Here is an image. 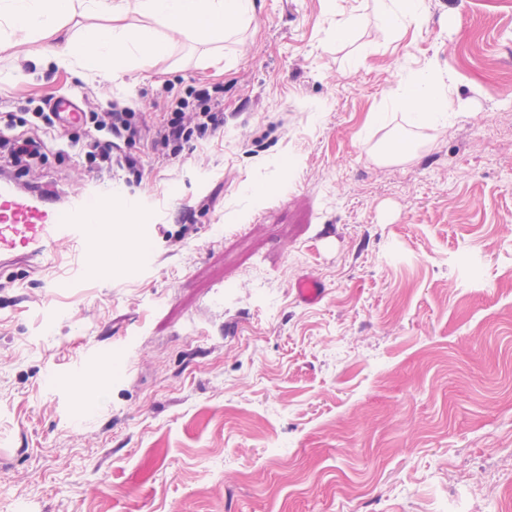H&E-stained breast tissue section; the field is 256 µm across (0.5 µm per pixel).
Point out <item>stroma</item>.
Wrapping results in <instances>:
<instances>
[{"instance_id": "obj_1", "label": "stroma", "mask_w": 512, "mask_h": 512, "mask_svg": "<svg viewBox=\"0 0 512 512\" xmlns=\"http://www.w3.org/2000/svg\"><path fill=\"white\" fill-rule=\"evenodd\" d=\"M253 4L220 71L163 27L167 53L116 76L0 51L18 109L224 97L223 131L133 185L157 224L113 236L110 271L49 287L70 243L0 271V512H512V0H425L402 35L373 0ZM425 67L456 118L376 163L407 124L369 114ZM86 179L70 157L39 182ZM304 274L320 302L296 301ZM88 342L122 361L82 369L105 392L82 407L52 376Z\"/></svg>"}]
</instances>
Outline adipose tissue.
I'll list each match as a JSON object with an SVG mask.
<instances>
[{"label":"adipose tissue","mask_w":512,"mask_h":512,"mask_svg":"<svg viewBox=\"0 0 512 512\" xmlns=\"http://www.w3.org/2000/svg\"><path fill=\"white\" fill-rule=\"evenodd\" d=\"M374 2L384 30L403 34L423 22L424 0ZM252 11V0H0V47L27 45L29 56L60 69L76 71L102 61L117 72L146 66L167 52L158 28L219 42L236 35ZM131 14L144 18V26L131 30L125 23ZM78 15H94L104 23L64 35L66 24ZM385 109L403 112L412 126L435 129L447 127L453 106L444 76L425 69L405 75Z\"/></svg>","instance_id":"ef3b65f1"}]
</instances>
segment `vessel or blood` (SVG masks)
I'll list each match as a JSON object with an SVG mask.
<instances>
[{
    "mask_svg": "<svg viewBox=\"0 0 512 512\" xmlns=\"http://www.w3.org/2000/svg\"><path fill=\"white\" fill-rule=\"evenodd\" d=\"M137 215L146 203L124 195L118 187L98 182L66 200H50L47 193L4 180L0 182V269L29 264L52 254L58 244L80 247L82 255L73 268L84 275L89 261L104 257V246L112 236L115 202ZM294 292L304 304L319 302L324 285L314 277L296 280Z\"/></svg>",
    "mask_w": 512,
    "mask_h": 512,
    "instance_id": "1",
    "label": "vessel or blood"
}]
</instances>
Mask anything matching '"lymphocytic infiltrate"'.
I'll return each instance as SVG.
<instances>
[{
	"label": "lymphocytic infiltrate",
	"mask_w": 512,
	"mask_h": 512,
	"mask_svg": "<svg viewBox=\"0 0 512 512\" xmlns=\"http://www.w3.org/2000/svg\"><path fill=\"white\" fill-rule=\"evenodd\" d=\"M50 99L32 110L8 113L0 124V162L30 171L50 156L76 152L86 169L98 175L121 174L126 183H141L145 162L133 148L146 142L156 163L178 158L186 147L198 146L224 126V107L217 92L189 88L175 97L169 112L156 120L133 107L111 100L83 109L79 136L64 138L57 128Z\"/></svg>",
	"instance_id": "lymphocytic-infiltrate-1"
}]
</instances>
